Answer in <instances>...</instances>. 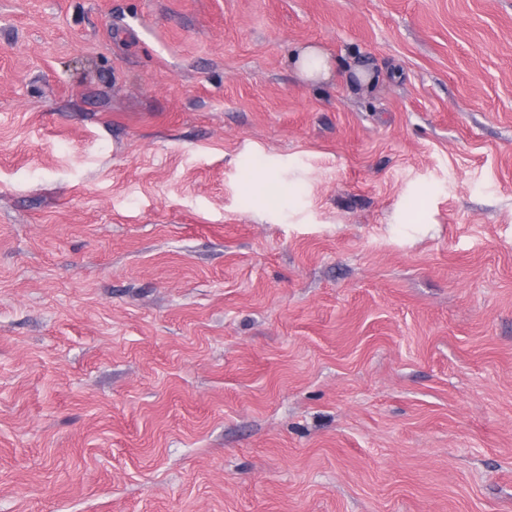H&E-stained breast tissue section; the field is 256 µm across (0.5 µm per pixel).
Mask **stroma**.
<instances>
[{"label": "stroma", "mask_w": 512, "mask_h": 512, "mask_svg": "<svg viewBox=\"0 0 512 512\" xmlns=\"http://www.w3.org/2000/svg\"><path fill=\"white\" fill-rule=\"evenodd\" d=\"M0 512H512V0H0ZM300 75L307 80L327 79L331 74L329 59L315 46L300 48L293 57Z\"/></svg>", "instance_id": "35a3bbf8"}]
</instances>
